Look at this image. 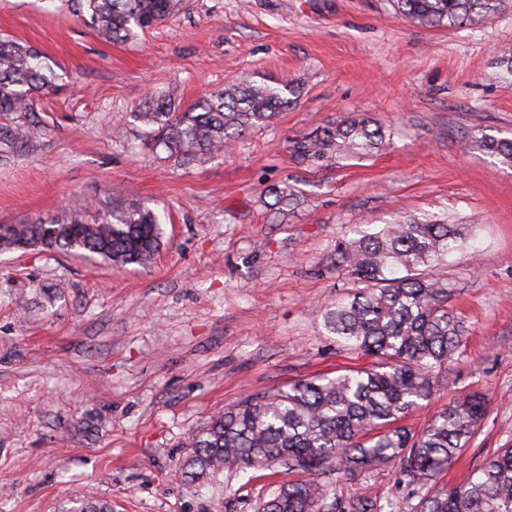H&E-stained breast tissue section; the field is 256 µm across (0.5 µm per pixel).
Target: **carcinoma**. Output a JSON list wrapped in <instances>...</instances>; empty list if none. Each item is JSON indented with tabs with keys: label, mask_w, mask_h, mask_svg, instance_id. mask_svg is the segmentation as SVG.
<instances>
[{
	"label": "carcinoma",
	"mask_w": 512,
	"mask_h": 512,
	"mask_svg": "<svg viewBox=\"0 0 512 512\" xmlns=\"http://www.w3.org/2000/svg\"><path fill=\"white\" fill-rule=\"evenodd\" d=\"M84 2L108 42L127 38L139 19L161 22L173 7V0ZM511 7L512 0H393L398 16L430 26L488 20ZM54 80L36 50L0 39V112L28 111L31 94ZM290 104L284 90L244 80L185 112L171 111L159 97L136 118L157 128L170 153L192 160L225 152L235 136L267 126ZM383 139L371 116L350 113L292 141V153L302 161L340 153L360 159ZM482 146L512 162V139L484 136ZM160 243L158 216L138 204L99 211L91 222L0 224V251L63 252L122 266L150 261ZM464 247L456 225L411 218L339 242L336 270L357 287L323 313L324 327L337 345L371 357L372 364L298 380L224 408L189 438L183 468L190 481L280 465L310 478L281 484L261 512H336V486L317 479L327 470L352 481L397 461L407 482L421 488L446 472L484 419L486 397L453 399L417 432L399 421L432 396L460 347L461 320L448 309V283L436 271ZM419 512H512V448L500 449L467 482L425 495Z\"/></svg>",
	"instance_id": "1"
}]
</instances>
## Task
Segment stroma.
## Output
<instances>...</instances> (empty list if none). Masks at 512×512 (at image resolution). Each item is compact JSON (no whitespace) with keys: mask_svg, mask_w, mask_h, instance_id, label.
Wrapping results in <instances>:
<instances>
[{"mask_svg":"<svg viewBox=\"0 0 512 512\" xmlns=\"http://www.w3.org/2000/svg\"><path fill=\"white\" fill-rule=\"evenodd\" d=\"M82 0H0V38L56 75L29 112H0V224L88 216L113 202L159 211L158 253L116 266L0 253V512H258L283 468L186 480L192 432L243 397L371 359L337 349L323 313L351 288L336 246L396 216L464 225L439 276L466 327L421 429L450 399L488 411L437 481L463 482L512 446V165L481 137L512 138V12L456 27L397 16L391 0H175L126 40L99 38ZM289 86L291 106L185 162L134 117L176 111L240 78ZM349 112L384 129L371 156L299 162L294 139ZM300 205L280 216L274 186ZM344 501L418 512L399 463L344 482Z\"/></svg>","mask_w":512,"mask_h":512,"instance_id":"stroma-1","label":"stroma"}]
</instances>
